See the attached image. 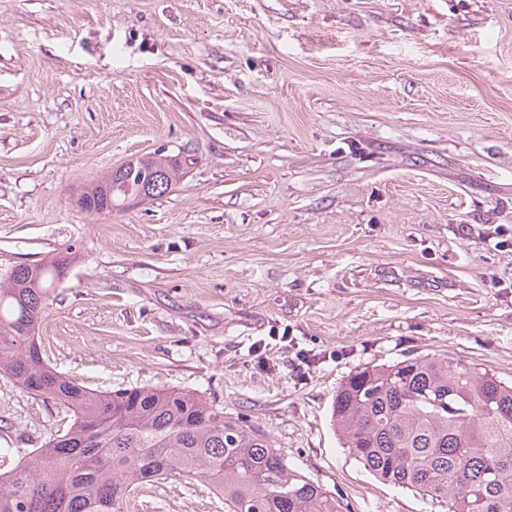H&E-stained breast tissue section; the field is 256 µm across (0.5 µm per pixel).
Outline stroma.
Here are the masks:
<instances>
[{
	"label": "stroma",
	"mask_w": 512,
	"mask_h": 512,
	"mask_svg": "<svg viewBox=\"0 0 512 512\" xmlns=\"http://www.w3.org/2000/svg\"><path fill=\"white\" fill-rule=\"evenodd\" d=\"M157 152L167 194L79 207ZM59 255L35 334L63 376L204 397L344 512H444L330 409L408 357L512 380V0H0V278ZM70 423L0 376V471ZM121 512L224 501L170 477Z\"/></svg>",
	"instance_id": "35a3bbf8"
}]
</instances>
